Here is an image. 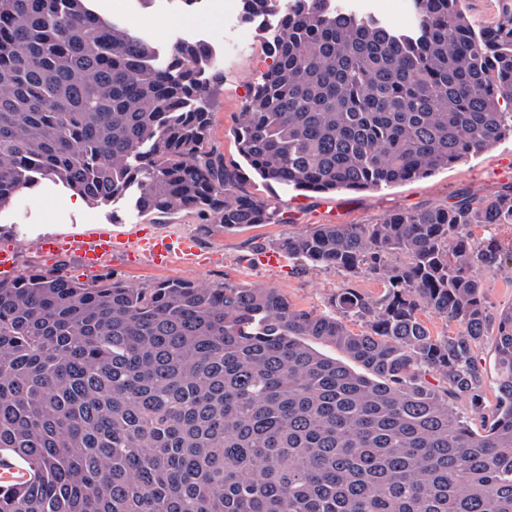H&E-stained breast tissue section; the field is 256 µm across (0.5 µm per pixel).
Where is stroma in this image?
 <instances>
[{"instance_id": "1", "label": "stroma", "mask_w": 512, "mask_h": 512, "mask_svg": "<svg viewBox=\"0 0 512 512\" xmlns=\"http://www.w3.org/2000/svg\"><path fill=\"white\" fill-rule=\"evenodd\" d=\"M101 16L121 21L143 35L157 49H166L175 38L188 36L208 42L224 71V83L211 106L209 145L225 160H238L233 129L253 86L273 63L264 46L265 25L248 23L239 13L240 0H201L187 6L180 0H94ZM512 185V138L466 162L439 170L426 178L374 191H340L310 194L277 185L267 186L248 176L244 188L276 207L280 220L242 230L227 231L205 224L193 213L144 216L132 198L97 207L52 183L38 184L18 197L13 207L0 211V250L17 256V272L49 270L63 265L65 273L81 282L110 275L128 284L150 287L166 280H185L240 286L263 283L280 289L290 303L315 313L332 312L331 298L346 287V277L333 268H313L293 258H282L275 267L257 264L259 254L270 251L279 239L301 233L312 224H370L398 209L450 204L462 196L483 197ZM139 224L155 235L181 233L192 236L199 256L192 264L165 269L142 258L109 259L99 270L85 269L73 255L47 257L40 253L43 236H66L108 229L125 234Z\"/></svg>"}]
</instances>
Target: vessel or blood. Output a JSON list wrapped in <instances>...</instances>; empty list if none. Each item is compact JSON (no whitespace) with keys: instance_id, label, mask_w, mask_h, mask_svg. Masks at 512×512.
I'll return each instance as SVG.
<instances>
[{"instance_id":"1","label":"vessel or blood","mask_w":512,"mask_h":512,"mask_svg":"<svg viewBox=\"0 0 512 512\" xmlns=\"http://www.w3.org/2000/svg\"><path fill=\"white\" fill-rule=\"evenodd\" d=\"M141 248L143 254L158 265H167L175 260H191L199 254L195 240L185 235L150 236L140 228L123 236H112L107 232L73 235L64 239L43 238L39 249L47 255L68 251L77 255L90 270L99 269L101 263L112 253Z\"/></svg>"}]
</instances>
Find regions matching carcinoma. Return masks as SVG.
<instances>
[{
    "label": "carcinoma",
    "mask_w": 512,
    "mask_h": 512,
    "mask_svg": "<svg viewBox=\"0 0 512 512\" xmlns=\"http://www.w3.org/2000/svg\"><path fill=\"white\" fill-rule=\"evenodd\" d=\"M461 2L411 0L395 33L336 0H241L244 20L276 18L233 129L245 167L378 190L512 136V5L477 32ZM223 82L201 40L161 53L91 0H0V211L49 180L97 206L132 193L143 214L270 223L208 146ZM493 224H512V185L280 239L345 275L334 315L264 284L0 279V455L28 473L0 512H512V305L489 317L481 279L512 251L472 236ZM366 274L376 299L352 286ZM485 336L497 399L476 433L455 404L484 409Z\"/></svg>",
    "instance_id": "carcinoma-1"
}]
</instances>
